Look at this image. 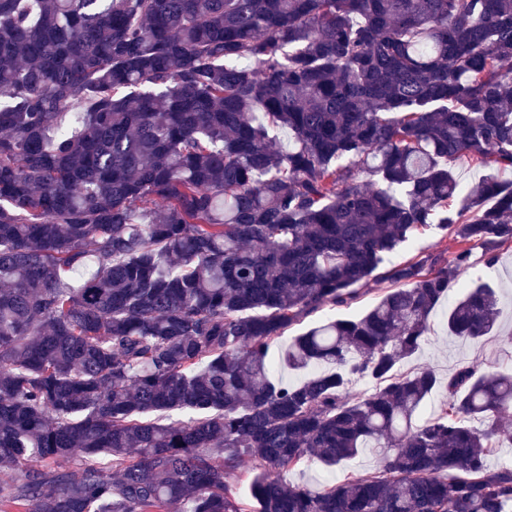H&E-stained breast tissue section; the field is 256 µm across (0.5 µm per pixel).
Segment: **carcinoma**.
<instances>
[{
	"instance_id": "carcinoma-1",
	"label": "carcinoma",
	"mask_w": 512,
	"mask_h": 512,
	"mask_svg": "<svg viewBox=\"0 0 512 512\" xmlns=\"http://www.w3.org/2000/svg\"><path fill=\"white\" fill-rule=\"evenodd\" d=\"M511 172L512 0H0V512H512V375L401 371L512 242ZM432 224L452 258L384 267ZM498 314L470 285L448 333ZM391 285L388 282H369L367 285L359 286L362 288L359 295L353 301L347 304L336 305L335 307H327L323 311L314 313L305 318L300 324L292 326L286 332L284 345L288 344L294 336H298L309 328L318 326L329 318H353L361 315L373 304H375ZM378 455L374 448H362L352 459L334 469L318 464H305L280 470L281 477L292 484H306L310 488H319L326 482L340 480L347 475H363L377 471ZM255 465L251 460H245L237 473L229 479L235 495L243 501L250 497V483L255 472Z\"/></svg>"
}]
</instances>
